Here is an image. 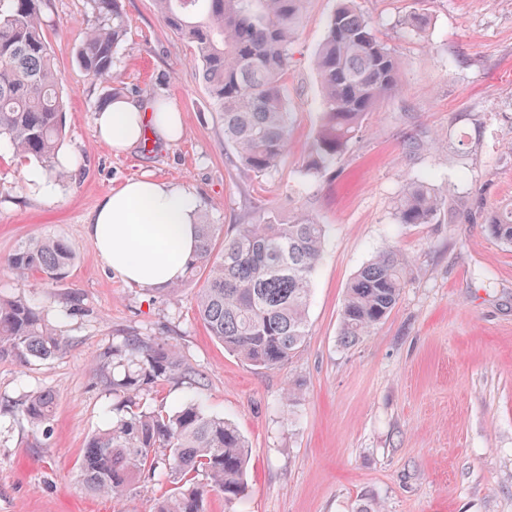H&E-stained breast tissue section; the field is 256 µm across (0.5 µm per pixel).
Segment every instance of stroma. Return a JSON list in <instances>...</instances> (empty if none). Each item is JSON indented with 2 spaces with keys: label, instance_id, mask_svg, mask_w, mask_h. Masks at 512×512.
Returning <instances> with one entry per match:
<instances>
[{
  "label": "stroma",
  "instance_id": "obj_1",
  "mask_svg": "<svg viewBox=\"0 0 512 512\" xmlns=\"http://www.w3.org/2000/svg\"><path fill=\"white\" fill-rule=\"evenodd\" d=\"M396 56L398 90L365 118L362 134L329 174H305L322 110L313 67L338 0H303L285 83L292 133L280 165L256 177L224 151V123L191 45L161 19L155 0H120L127 34L112 83L77 60L89 25L86 0H45L43 33L61 77L65 132L59 152L80 160L70 179L29 180L40 162L0 143V296L25 294L70 340L48 360L0 359V512H153L176 481L168 465L118 500L86 494L79 464L107 420L112 397L94 360L122 337L177 346L199 379L160 382L145 401L169 410L188 396L234 423L251 447L245 492L234 504L208 493L204 512H512V244L495 239L487 212L512 202V0H356ZM425 11L423 31L403 19ZM164 100L185 135L114 154L94 119L112 93ZM421 145L409 149L410 137ZM148 173L199 200L207 223L232 230L262 209L313 213L328 229L309 308L308 336L282 367L241 361L209 335L197 290L175 296L131 286L106 269L84 232L98 202ZM427 181L462 199L456 216L399 224L406 182ZM35 237L74 254L60 279L18 282L5 263ZM409 258L411 279L383 323L352 346L339 340L351 278L380 249ZM83 310L70 314L71 297ZM47 389L56 409L33 431L24 401Z\"/></svg>",
  "mask_w": 512,
  "mask_h": 512
}]
</instances>
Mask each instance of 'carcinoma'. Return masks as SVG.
I'll return each mask as SVG.
<instances>
[{
    "label": "carcinoma",
    "instance_id": "carcinoma-1",
    "mask_svg": "<svg viewBox=\"0 0 512 512\" xmlns=\"http://www.w3.org/2000/svg\"><path fill=\"white\" fill-rule=\"evenodd\" d=\"M43 0H0V141L44 164L56 179L62 137L60 76L42 31ZM302 0H156L163 21L194 48V60L214 108L224 120V148L232 164L256 176L271 172L288 151L291 112L288 74ZM91 24L78 50L88 76L112 83L117 48L127 24L119 0H87ZM323 112L309 147L306 174L321 177L358 137L365 116L402 81L399 63L354 0H340L314 59ZM447 207L422 180L404 185L394 207L399 224H433ZM498 240L512 244V202L486 219ZM198 246L186 264L201 280L197 312L211 336L251 366L285 365L308 336V302L323 255L326 225L309 212L288 222L268 211L256 224L197 225ZM73 253L52 237L19 244L6 263L26 280H54ZM409 276V260L383 248L350 280L341 310L340 343H357L384 321ZM69 340L24 295L0 298V357L20 364L63 353ZM97 376L112 391V421L91 435L80 464L81 484L92 496L120 498L162 453L171 473H203L205 483L184 484L161 499L156 512H203L210 491L232 504L244 491L249 444L236 426L195 398L170 412L141 401L159 382L195 381L177 347L154 336L132 335L100 354ZM55 395H29L24 415L45 429Z\"/></svg>",
    "mask_w": 512,
    "mask_h": 512
}]
</instances>
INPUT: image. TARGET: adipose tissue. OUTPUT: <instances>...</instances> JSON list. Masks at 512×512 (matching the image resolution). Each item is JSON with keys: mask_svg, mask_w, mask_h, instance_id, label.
I'll use <instances>...</instances> for the list:
<instances>
[{"mask_svg": "<svg viewBox=\"0 0 512 512\" xmlns=\"http://www.w3.org/2000/svg\"><path fill=\"white\" fill-rule=\"evenodd\" d=\"M99 141L122 152L153 137H183L182 116L162 100L119 98L95 118ZM199 201L172 183L142 175L126 181L96 206L85 231L104 265L127 283L161 292L183 276L198 244Z\"/></svg>", "mask_w": 512, "mask_h": 512, "instance_id": "obj_1", "label": "adipose tissue"}]
</instances>
